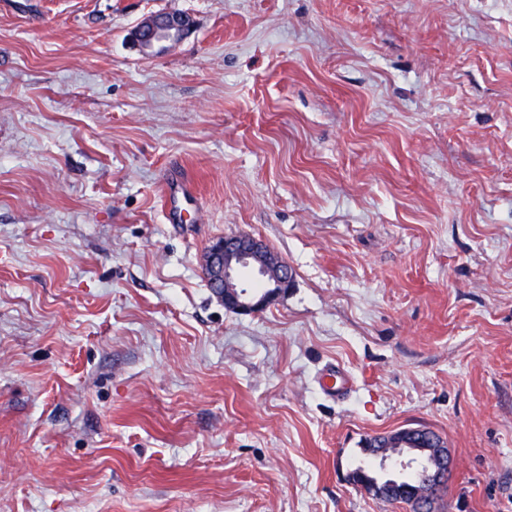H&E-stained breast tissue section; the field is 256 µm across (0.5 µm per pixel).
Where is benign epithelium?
Returning <instances> with one entry per match:
<instances>
[{"instance_id":"benign-epithelium-1","label":"benign epithelium","mask_w":512,"mask_h":512,"mask_svg":"<svg viewBox=\"0 0 512 512\" xmlns=\"http://www.w3.org/2000/svg\"><path fill=\"white\" fill-rule=\"evenodd\" d=\"M193 29L194 21L186 14H156L144 19L133 29L131 41L143 56L152 57L158 54L159 46L179 43ZM264 246L262 240L242 235L219 238L208 247L204 256V270L209 272L214 294L225 308L240 314H254L292 287V272L285 261L280 259L273 266L257 262ZM243 264L259 271L266 286L250 291L242 289L236 273ZM451 466L452 461L449 460L444 471L421 472L417 486L411 489L417 499L419 512L432 510L438 490L448 477Z\"/></svg>"}]
</instances>
